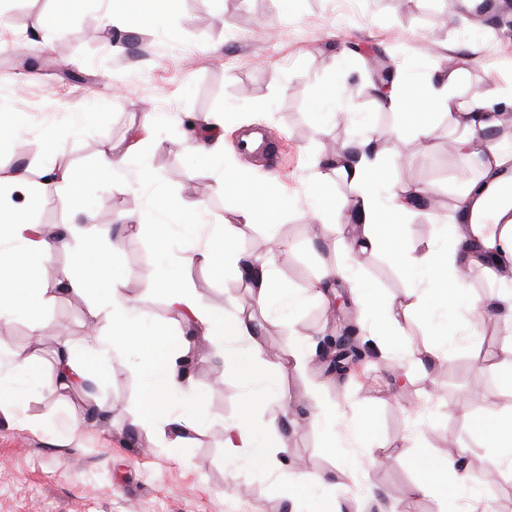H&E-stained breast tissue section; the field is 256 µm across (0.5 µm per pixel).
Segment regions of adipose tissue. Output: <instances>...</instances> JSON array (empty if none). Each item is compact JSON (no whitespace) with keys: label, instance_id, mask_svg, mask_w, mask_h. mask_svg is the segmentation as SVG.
I'll use <instances>...</instances> for the list:
<instances>
[{"label":"adipose tissue","instance_id":"ef3b65f1","mask_svg":"<svg viewBox=\"0 0 512 512\" xmlns=\"http://www.w3.org/2000/svg\"><path fill=\"white\" fill-rule=\"evenodd\" d=\"M461 77V70L451 69L440 78L438 85L432 87L430 94L425 95L418 92L410 76L395 75L389 91L379 99L378 105L389 110L411 112L417 133L423 134L427 131L429 106L437 104L466 131L457 142L458 149L476 152L481 133L503 124L505 115L498 109V93H491L477 103L461 100L455 92ZM146 145L143 139H133L125 145L110 144L103 150L94 171L62 172L61 180L70 185L69 192L60 199L62 207L70 209L76 216L84 214L82 196L85 186L110 175L133 152ZM359 150V156L352 160L341 154L336 157L337 171L348 178L358 191L354 208L358 223L357 252L385 251L410 275L426 278L429 286L420 302L428 310L447 309L463 287L464 267L482 264L492 279L510 283V290L502 293L499 302L512 314V152L488 149L481 175L468 184L460 199V222L452 248L409 251L402 241L401 220L410 203L403 199L389 212L381 211L378 189L385 180V162L374 152L370 142L361 143ZM224 181L241 198L237 216L245 221L273 219L285 203L284 197L271 190H255L249 176L242 172L225 171ZM17 193L25 196L28 207L33 208L40 203L39 196L22 177L6 181L0 179V244L19 243L25 256L21 262L8 261L0 256V315L22 310L35 317L51 298L42 277L43 260L68 247L70 238L78 235L80 229L73 224L52 238L32 235L30 225L23 221L14 204L13 196ZM179 207L177 200L161 197L152 215L151 229L157 243V257L166 267L164 293L181 308L188 321L201 326L203 336L209 342L220 345L230 336L248 339L252 334L250 318L242 315L227 317L207 308L189 287L183 269L197 263L216 270L233 269L238 276L246 278L255 304L267 309L280 304L285 297V288L273 272L280 243H273L268 258L259 263L239 248L233 234L214 235L203 241L199 238L197 225L187 224L182 228V235L189 246L179 263H172L168 251L170 226L166 218ZM124 280L125 274L115 263L113 252L92 246L79 255L76 270L66 277L64 285L78 293L100 283L111 288L112 293L104 302L110 315V333L106 336L90 335L80 356L73 355L70 348H63L59 358L60 383L69 386L104 376L115 349L136 350L142 360L143 373L150 376L146 395L153 428L162 433L173 426L182 432L190 430L192 421L173 409L170 398L175 394L188 398L195 395L192 374L186 365L192 342L187 337L174 334L165 325L142 331L136 305L120 293ZM259 355V349L252 346L237 351L232 357L250 391L237 423L227 428L228 447L247 449L248 458L253 462L272 460L284 451L282 445L267 442L254 429L252 411L259 393L280 390L278 377L264 370ZM416 466L420 476L407 488L408 499L432 495L479 499V492L470 488L465 474L458 471L455 457L435 464L424 454L417 458Z\"/></svg>","mask_w":512,"mask_h":512}]
</instances>
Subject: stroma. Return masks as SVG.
Returning <instances> with one entry per match:
<instances>
[{"label": "stroma", "instance_id": "stroma-1", "mask_svg": "<svg viewBox=\"0 0 512 512\" xmlns=\"http://www.w3.org/2000/svg\"><path fill=\"white\" fill-rule=\"evenodd\" d=\"M501 5L472 0L454 11L448 0H354L341 13L334 0H141L164 23L141 26L121 49L117 27L103 18L125 9L124 0H74L62 22L56 0H0V110L19 127L0 140V168L38 178L42 197L28 210L16 196L25 222L48 231L74 222L58 204L66 185L43 179L46 168L92 169L106 145L128 142L152 117L164 143L85 189L80 234L43 267L55 295L39 317L19 312L0 319V376L13 377L28 359L40 366L35 378L18 384L20 409L0 414V512H456L455 499L408 503L402 492L418 477L413 462L421 452L440 461L461 448L482 463L471 479L492 512H512V467L464 424L512 406L497 374L512 347V324L496 316L470 328V300L497 293V283L470 266L452 318L427 317L417 305L425 280L380 250L351 262L349 234L318 227L308 199L317 173L325 172L345 207L343 219H350L355 190L325 160V149L368 132L387 164L380 204L410 188L429 190L434 201L433 208L409 210L405 244L450 246L460 192L481 174L482 158L457 150L459 132L441 108L432 110L428 135L418 136L409 114L378 107L367 62L438 76L441 59L453 57L466 67L462 99L483 100L493 87L512 98V13ZM318 103L330 119L319 120ZM219 112L228 118L223 155H190L185 140ZM251 129L269 132L275 162L238 150L239 135ZM145 165L157 175L150 186L139 182ZM228 166L271 183L288 197V209L271 224L236 220V200L224 183ZM161 195L182 205L168 219L172 258L182 253V225L194 220L208 236L233 225L240 247L256 258L272 241L284 245L276 276L303 297L297 307L263 310L233 274L201 265L184 270L212 310L251 313L266 368L287 360L297 340L309 347L306 371L282 376L292 409L272 395L253 409L260 433L286 447L274 464L251 463L246 449L225 445L246 393L229 362L241 343L210 344L162 293L157 244L145 225ZM90 243L118 245L128 275L122 292L137 305L143 327L163 323L196 343L192 374L200 401L173 406L195 417L198 428L178 446H166L146 420L147 381L136 373V351L115 353L106 378L84 389L56 383L61 342L78 352L91 328L109 327L105 292L76 297L57 290ZM334 269L343 275L321 299L318 281ZM373 294L403 312L398 348L376 345L363 305ZM348 326L364 358L347 373H328L325 344ZM429 349L438 350V361H428ZM324 405L336 409L335 430L315 420ZM367 415L375 420L376 443L386 446L378 463L356 430ZM75 419L81 427L73 432ZM291 479L304 486L300 498L284 491Z\"/></svg>", "mask_w": 512, "mask_h": 512}]
</instances>
